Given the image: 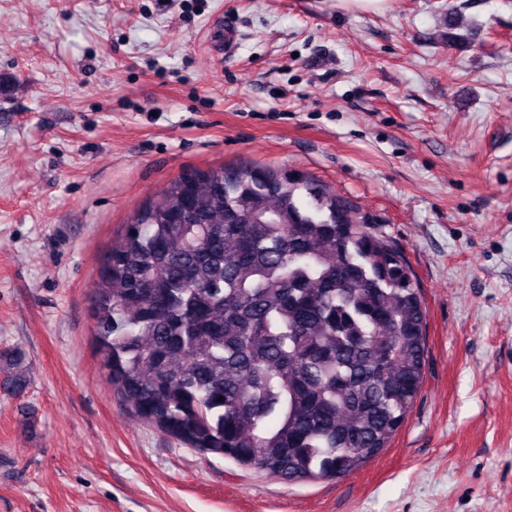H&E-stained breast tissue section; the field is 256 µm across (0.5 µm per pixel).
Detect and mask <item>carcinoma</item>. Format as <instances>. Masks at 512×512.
Returning a JSON list of instances; mask_svg holds the SVG:
<instances>
[{"instance_id": "1", "label": "carcinoma", "mask_w": 512, "mask_h": 512, "mask_svg": "<svg viewBox=\"0 0 512 512\" xmlns=\"http://www.w3.org/2000/svg\"><path fill=\"white\" fill-rule=\"evenodd\" d=\"M93 315L138 417L288 484L362 468L424 382L401 248L334 187L270 165L195 169L145 202L100 263Z\"/></svg>"}]
</instances>
